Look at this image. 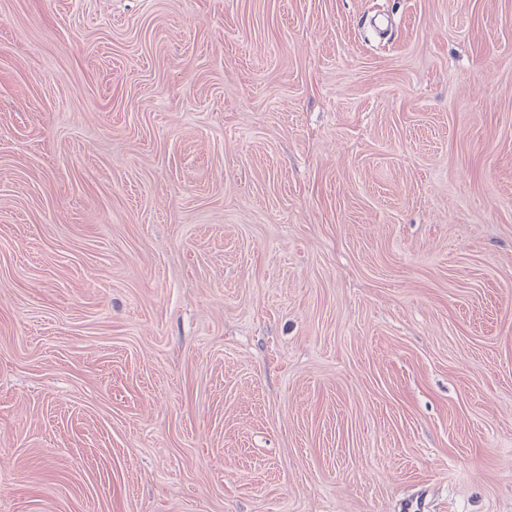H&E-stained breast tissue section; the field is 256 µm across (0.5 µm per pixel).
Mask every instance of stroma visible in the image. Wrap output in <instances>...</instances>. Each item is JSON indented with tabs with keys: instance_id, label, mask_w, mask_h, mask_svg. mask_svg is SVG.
<instances>
[{
	"instance_id": "stroma-1",
	"label": "stroma",
	"mask_w": 512,
	"mask_h": 512,
	"mask_svg": "<svg viewBox=\"0 0 512 512\" xmlns=\"http://www.w3.org/2000/svg\"><path fill=\"white\" fill-rule=\"evenodd\" d=\"M0 512H512V0H0Z\"/></svg>"
}]
</instances>
